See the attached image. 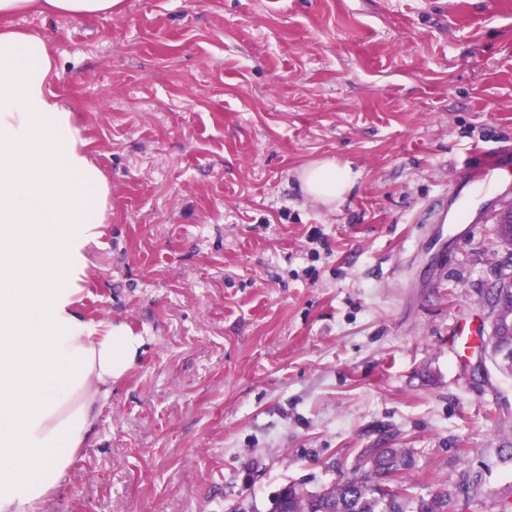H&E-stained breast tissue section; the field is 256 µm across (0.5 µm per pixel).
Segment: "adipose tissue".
I'll list each match as a JSON object with an SVG mask.
<instances>
[{"mask_svg": "<svg viewBox=\"0 0 512 512\" xmlns=\"http://www.w3.org/2000/svg\"><path fill=\"white\" fill-rule=\"evenodd\" d=\"M40 2L89 18L122 0H0V16ZM55 73L41 34L0 30V512H40L62 488L145 344L126 324L78 307L85 250L103 234L111 187L74 111L50 88ZM359 178L331 157L299 172L302 194L331 209Z\"/></svg>", "mask_w": 512, "mask_h": 512, "instance_id": "1", "label": "adipose tissue"}]
</instances>
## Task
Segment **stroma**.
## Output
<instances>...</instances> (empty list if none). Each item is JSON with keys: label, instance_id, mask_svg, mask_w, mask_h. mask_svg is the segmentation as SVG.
<instances>
[{"label": "stroma", "instance_id": "stroma-1", "mask_svg": "<svg viewBox=\"0 0 512 512\" xmlns=\"http://www.w3.org/2000/svg\"><path fill=\"white\" fill-rule=\"evenodd\" d=\"M43 35L112 187L79 307L144 336L41 512H266L281 486L416 451L451 512L512 498V376L480 357L512 247L471 148L512 153V0H124ZM361 178L330 211L296 171Z\"/></svg>", "mask_w": 512, "mask_h": 512}]
</instances>
